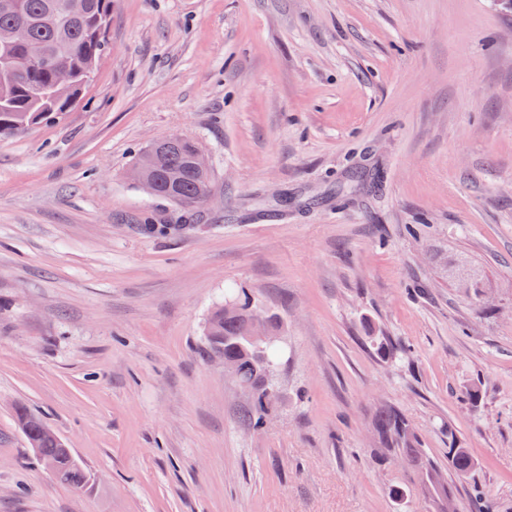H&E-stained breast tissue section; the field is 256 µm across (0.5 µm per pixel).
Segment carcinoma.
I'll return each instance as SVG.
<instances>
[{"label": "carcinoma", "instance_id": "1", "mask_svg": "<svg viewBox=\"0 0 512 512\" xmlns=\"http://www.w3.org/2000/svg\"><path fill=\"white\" fill-rule=\"evenodd\" d=\"M112 19L110 0H0V136L25 133L49 116L61 118L73 101L81 97L108 49ZM50 57L71 76L67 93L58 94L56 70L52 66L30 67L32 54ZM198 144L177 136L153 148V171L160 182V198L192 215L203 207L202 196L211 188V176L193 166ZM249 335L246 309H216L205 326L208 355H222L234 364L235 380L256 401L247 412L249 426L265 423V406L275 390L264 383V363L277 364L278 345L263 349L245 341ZM19 428L28 444L35 446V460L57 466L56 479L75 487L86 485L91 476L80 464L70 461L72 449L58 436L44 432V421L24 408L16 412ZM379 441L385 448L413 457L425 471L421 491L436 485L434 467L414 447L411 433L401 415L393 410L380 413ZM448 468L465 476L473 468L467 448L450 444Z\"/></svg>", "mask_w": 512, "mask_h": 512}]
</instances>
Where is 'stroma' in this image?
<instances>
[{"label":"stroma","mask_w":512,"mask_h":512,"mask_svg":"<svg viewBox=\"0 0 512 512\" xmlns=\"http://www.w3.org/2000/svg\"><path fill=\"white\" fill-rule=\"evenodd\" d=\"M113 3L81 99L0 140V512H437L386 409L459 512H512V10ZM169 135L209 155L210 201L147 235L178 213L129 166ZM228 288L288 338L258 430L204 352ZM20 407L89 487L34 462ZM377 432L384 448L411 454L415 462H420L421 470L425 471L427 480V483L424 482L421 487L422 492L434 488L437 483L433 479L432 472H435V469L429 460L424 459L420 448H414L411 433L399 413L393 410L381 412L377 420ZM448 468L457 476L467 475L473 468V458L469 448L455 447L453 435L448 448Z\"/></svg>","instance_id":"obj_1"}]
</instances>
